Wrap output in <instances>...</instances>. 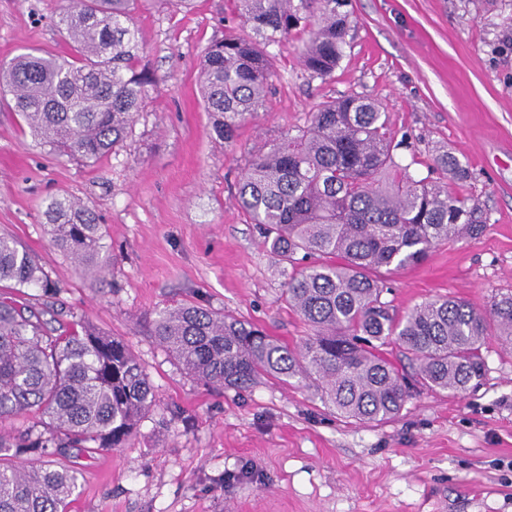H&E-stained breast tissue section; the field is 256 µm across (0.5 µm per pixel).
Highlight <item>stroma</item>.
Instances as JSON below:
<instances>
[{"label": "stroma", "instance_id": "35a3bbf8", "mask_svg": "<svg viewBox=\"0 0 512 512\" xmlns=\"http://www.w3.org/2000/svg\"><path fill=\"white\" fill-rule=\"evenodd\" d=\"M65 0H0V64L70 48L54 23ZM353 28L328 80L310 78L296 37L272 47L266 105L231 142L217 138L196 80L215 39L241 32L230 0H141L136 64L156 82L123 147L85 165L21 130L0 97V234L34 254L60 292L55 307L123 338L156 402L119 448L83 453L69 512H512V346L488 337L487 373L464 396L414 393L384 422L359 424L304 385L264 377L210 388L150 334L158 311L192 303L256 323L295 346L311 329L282 299L291 271L237 205L241 173L327 99L380 101L415 178L443 179L449 149L486 230L379 270L397 316L448 296L484 310L512 292V0H351ZM74 196L95 209L110 262L88 278L51 240L44 210ZM435 162L446 174V179L453 182H464L471 178V172L452 152L436 153Z\"/></svg>", "mask_w": 512, "mask_h": 512}]
</instances>
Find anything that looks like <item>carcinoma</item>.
<instances>
[{
  "label": "carcinoma",
  "mask_w": 512,
  "mask_h": 512,
  "mask_svg": "<svg viewBox=\"0 0 512 512\" xmlns=\"http://www.w3.org/2000/svg\"><path fill=\"white\" fill-rule=\"evenodd\" d=\"M138 0H68L57 28L70 53H26L0 65V94H10L31 137L50 151L93 164L123 144L154 82L136 67ZM250 28L210 45L198 68L205 109L226 142L265 107L274 77L269 47L306 32L302 65L330 77L352 28L351 0H231ZM383 108L343 95L320 104L296 134L285 133L252 159L237 202L264 243L292 266L283 296L311 327L289 346L259 326L193 304L157 314L150 333L188 373L217 388L245 389L257 379L308 381L320 402L360 423L396 416L419 387L465 394L485 375L481 348L490 336L512 344V294L486 311L448 297L402 318L382 301L381 268L423 261L435 245L477 238L479 205L448 182L471 178L452 152L435 162L446 181L415 179L394 161ZM53 244L83 273H101L104 232L95 210L57 197L44 212ZM0 419L31 417L0 435V512H68L80 473L63 462L72 449L118 448L155 403V391L128 344L93 327H53V307L27 296L58 288L38 259L0 235ZM398 346L409 366L385 346Z\"/></svg>",
  "instance_id": "obj_1"
}]
</instances>
